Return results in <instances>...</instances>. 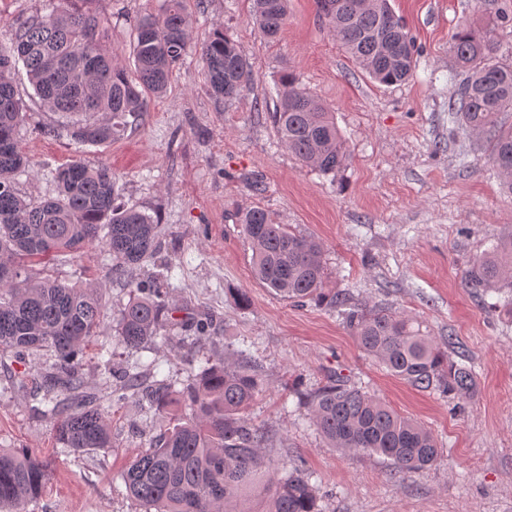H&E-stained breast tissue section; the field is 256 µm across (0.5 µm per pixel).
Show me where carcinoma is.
I'll return each instance as SVG.
<instances>
[{"mask_svg": "<svg viewBox=\"0 0 512 512\" xmlns=\"http://www.w3.org/2000/svg\"><path fill=\"white\" fill-rule=\"evenodd\" d=\"M59 0L46 16L20 24L14 43L0 47V354L19 360L44 355L52 372L36 385L51 404L54 437L75 451H109L108 410L83 390L77 357L100 327L103 294L90 284H67L44 268L54 256L75 253L100 242L112 256V274L123 276L152 257L158 247L150 216L118 203L112 170L74 159L56 172L59 195L31 202L20 196L14 175L26 161L17 140L24 121L22 101L12 81L21 64L40 103L64 118L54 132L76 145H109L140 122L150 96L163 94L173 67L188 53V0H165L160 17L136 24L133 57L136 78L116 66L100 47L99 21L93 13ZM254 19L272 38L281 31L288 0H254ZM329 31L371 79L392 86L408 79L419 49L390 0H316ZM452 50L467 75L457 82L448 104L453 129L484 135L503 185L512 194V128L502 115L512 112V61L495 56L492 30L459 28ZM207 83L226 100L241 94L253 72L236 42L217 30L199 49ZM273 122L281 142L299 160L324 174L342 168L347 153L327 107L299 86L291 73ZM252 249L255 278L292 303H325L344 318L359 347L417 390L438 391L460 402L470 400L475 379L470 368L451 360L422 323L387 308H367L350 292L326 287L323 245L315 238L276 223L253 208L240 216ZM468 288L512 290V236L475 257L464 276ZM134 297L117 313V341L139 352L166 339V292L156 280L132 283ZM141 395L166 414L172 390L165 381L143 388L140 375H127L112 392L120 403L127 392ZM261 391L252 367L211 365L190 372L179 392L189 414L151 448L135 455L122 479L128 495L146 512H239L234 508L261 488L265 512H320L313 475L296 464L286 473L265 458L267 433L244 417ZM310 420L331 447L375 453L406 478L434 466L442 449L421 423L398 414L380 399L336 379L311 398ZM49 466L29 448H0V507L15 509L37 499Z\"/></svg>", "mask_w": 512, "mask_h": 512, "instance_id": "1", "label": "carcinoma"}]
</instances>
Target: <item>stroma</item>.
<instances>
[{
	"mask_svg": "<svg viewBox=\"0 0 512 512\" xmlns=\"http://www.w3.org/2000/svg\"><path fill=\"white\" fill-rule=\"evenodd\" d=\"M57 0H0V46L18 24L49 14ZM420 49L403 83L373 82L349 58L317 12L315 0H288L276 39L253 17V0H190L189 39L221 30L249 60L254 81L237 98H216L196 54L172 70L165 94L151 98L138 126L107 146H79L55 135L57 114L40 106L24 70L14 76L27 108L17 138L29 160L17 192L34 202L56 197V169L75 157L107 165L120 199L160 226L158 251L132 277L112 276L101 245L51 267L67 282H90L106 304L97 336L79 355L85 386L109 399L123 384L131 353L114 344L115 313L133 292L131 279L156 274L174 323L165 343L143 353L180 391L189 367L247 359L263 390L247 411L269 438L276 465L303 462L319 487L322 512H512V319L495 293L463 285L464 270L499 238L512 235V194L492 173L485 139L448 132L457 63L450 39L462 26L495 23L497 57L512 54V0H390ZM97 15L102 49L132 68L134 26L158 16L163 0H83ZM292 73L333 113L350 158L338 172L303 165L279 139L271 114L280 78ZM269 211L324 245L327 285L367 306L425 321L448 355L465 359L475 394L464 410L436 392L391 376L366 356L336 311L274 296L253 276L251 248L238 222L253 207ZM246 303H239L238 293ZM201 322L207 335L187 338ZM112 342L113 376L100 347ZM52 361L0 358V448H31L50 463L41 496L23 512H144L121 474L170 425L168 416L129 397L111 407L114 447L78 453L57 444L33 390ZM343 378L421 421L444 454L404 480L381 456L328 447L309 421L307 401Z\"/></svg>",
	"mask_w": 512,
	"mask_h": 512,
	"instance_id": "35a3bbf8",
	"label": "stroma"
}]
</instances>
